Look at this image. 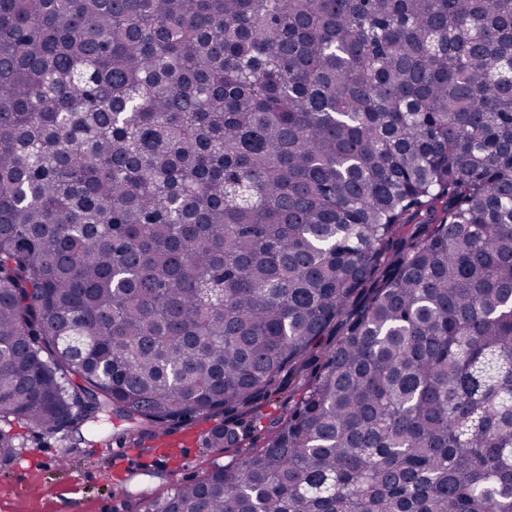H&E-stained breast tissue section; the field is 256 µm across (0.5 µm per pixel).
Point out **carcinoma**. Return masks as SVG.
<instances>
[{"instance_id": "cac0c4a2", "label": "carcinoma", "mask_w": 512, "mask_h": 512, "mask_svg": "<svg viewBox=\"0 0 512 512\" xmlns=\"http://www.w3.org/2000/svg\"><path fill=\"white\" fill-rule=\"evenodd\" d=\"M285 388L139 510L512 512V0H0V462Z\"/></svg>"}]
</instances>
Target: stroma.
Instances as JSON below:
<instances>
[{
	"instance_id": "35a3bbf8",
	"label": "stroma",
	"mask_w": 512,
	"mask_h": 512,
	"mask_svg": "<svg viewBox=\"0 0 512 512\" xmlns=\"http://www.w3.org/2000/svg\"><path fill=\"white\" fill-rule=\"evenodd\" d=\"M223 417L172 429L168 445L132 447L139 467L126 471L111 453L126 426L117 419L83 428V441L43 438L21 429L16 456L0 463V512H134L139 498L164 494L173 483L200 477L230 455L205 438Z\"/></svg>"
}]
</instances>
